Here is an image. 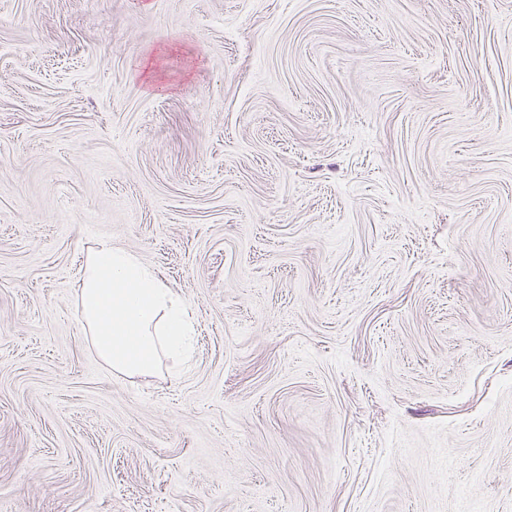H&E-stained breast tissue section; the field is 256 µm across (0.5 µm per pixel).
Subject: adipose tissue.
Masks as SVG:
<instances>
[{
	"mask_svg": "<svg viewBox=\"0 0 512 512\" xmlns=\"http://www.w3.org/2000/svg\"><path fill=\"white\" fill-rule=\"evenodd\" d=\"M80 307L97 356L125 375L152 374L161 355H178L191 334L185 300L151 268L106 242L84 264Z\"/></svg>",
	"mask_w": 512,
	"mask_h": 512,
	"instance_id": "1",
	"label": "adipose tissue"
}]
</instances>
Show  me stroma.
Returning a JSON list of instances; mask_svg holds the SVG:
<instances>
[{
  "label": "stroma",
  "instance_id": "obj_1",
  "mask_svg": "<svg viewBox=\"0 0 512 512\" xmlns=\"http://www.w3.org/2000/svg\"><path fill=\"white\" fill-rule=\"evenodd\" d=\"M0 512H512V0H0ZM80 307L97 356L116 373L150 375L191 328L185 300L124 249L99 242L84 264Z\"/></svg>",
  "mask_w": 512,
  "mask_h": 512
}]
</instances>
